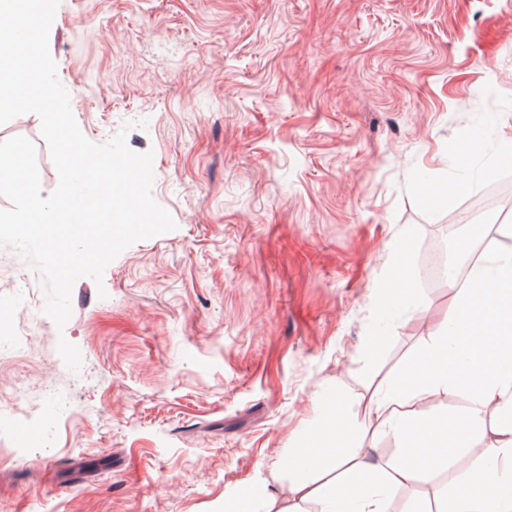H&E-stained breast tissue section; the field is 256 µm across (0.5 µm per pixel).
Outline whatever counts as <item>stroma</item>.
<instances>
[{
  "label": "stroma",
  "instance_id": "stroma-1",
  "mask_svg": "<svg viewBox=\"0 0 512 512\" xmlns=\"http://www.w3.org/2000/svg\"><path fill=\"white\" fill-rule=\"evenodd\" d=\"M49 50L83 134L126 124L152 153L177 228L78 279L61 330L0 246V310L33 336L0 512H224L259 476L287 500L281 454L340 388L355 442L394 455L370 398L453 292L417 284L385 315L383 291L422 273L449 211L420 187L454 178L464 134L467 196L512 177V0H60Z\"/></svg>",
  "mask_w": 512,
  "mask_h": 512
}]
</instances>
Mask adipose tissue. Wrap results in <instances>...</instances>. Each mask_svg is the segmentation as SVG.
I'll use <instances>...</instances> for the list:
<instances>
[{
	"mask_svg": "<svg viewBox=\"0 0 512 512\" xmlns=\"http://www.w3.org/2000/svg\"><path fill=\"white\" fill-rule=\"evenodd\" d=\"M462 408H452L456 397ZM379 424L399 442L397 455L349 448L350 428L331 405L320 426L288 451V505L282 512H390L392 494L430 482L470 457L473 482L458 484L451 512H512V249L473 266L448 315L410 361L406 380L372 398ZM495 413L489 450L470 456ZM500 475L493 483L486 464Z\"/></svg>",
	"mask_w": 512,
	"mask_h": 512,
	"instance_id": "adipose-tissue-1",
	"label": "adipose tissue"
}]
</instances>
